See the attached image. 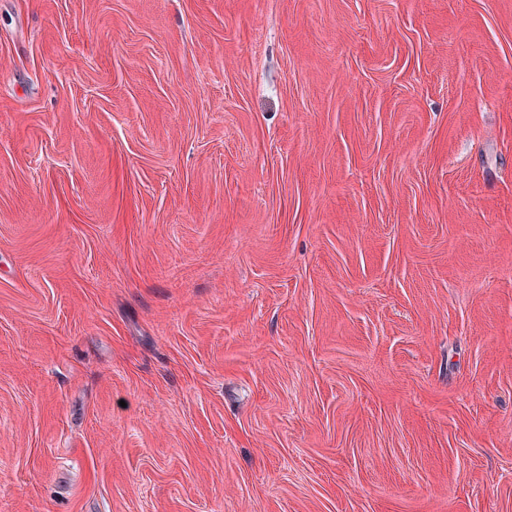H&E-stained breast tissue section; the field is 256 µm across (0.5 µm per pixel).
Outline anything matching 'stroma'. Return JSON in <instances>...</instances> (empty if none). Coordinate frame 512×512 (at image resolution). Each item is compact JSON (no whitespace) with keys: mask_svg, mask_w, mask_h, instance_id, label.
<instances>
[{"mask_svg":"<svg viewBox=\"0 0 512 512\" xmlns=\"http://www.w3.org/2000/svg\"><path fill=\"white\" fill-rule=\"evenodd\" d=\"M0 512H512V0H0Z\"/></svg>","mask_w":512,"mask_h":512,"instance_id":"stroma-1","label":"stroma"}]
</instances>
